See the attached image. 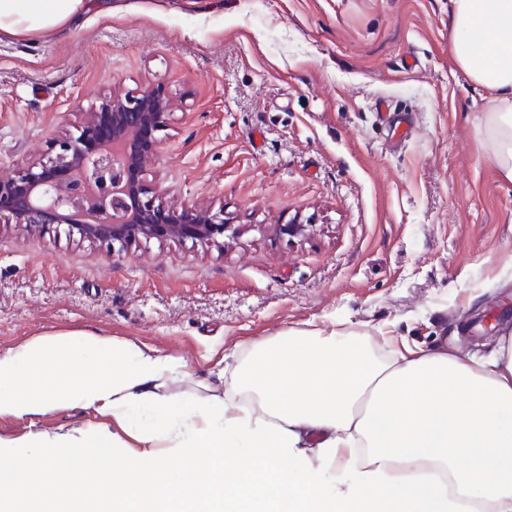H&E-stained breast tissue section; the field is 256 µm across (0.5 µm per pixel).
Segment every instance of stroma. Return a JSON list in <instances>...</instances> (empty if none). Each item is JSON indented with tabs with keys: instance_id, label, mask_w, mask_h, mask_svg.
I'll list each match as a JSON object with an SVG mask.
<instances>
[{
	"instance_id": "stroma-1",
	"label": "stroma",
	"mask_w": 512,
	"mask_h": 512,
	"mask_svg": "<svg viewBox=\"0 0 512 512\" xmlns=\"http://www.w3.org/2000/svg\"><path fill=\"white\" fill-rule=\"evenodd\" d=\"M448 0H112L49 35L0 37V171L25 167L111 94L176 103L146 180L223 209V247L107 249L64 225L0 226V353L83 332L183 362L162 393L206 396L218 361L288 329L484 355L512 333V184L472 133L487 90L456 68ZM412 129L404 140L378 103ZM314 231L288 239L294 216ZM71 407L0 417L25 441L111 427Z\"/></svg>"
}]
</instances>
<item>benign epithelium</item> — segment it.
Returning a JSON list of instances; mask_svg holds the SVG:
<instances>
[{"label":"benign epithelium","instance_id":"obj_1","mask_svg":"<svg viewBox=\"0 0 512 512\" xmlns=\"http://www.w3.org/2000/svg\"><path fill=\"white\" fill-rule=\"evenodd\" d=\"M173 101L159 86L121 88L79 113L78 134L58 133L50 157L24 171L0 176V224L25 229L66 224L83 237L124 247L140 239H191L222 246L240 228L222 212L200 203L164 208L148 198L144 180L157 161ZM291 238L306 237L313 224L277 225Z\"/></svg>","mask_w":512,"mask_h":512}]
</instances>
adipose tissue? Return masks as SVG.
<instances>
[{
	"mask_svg": "<svg viewBox=\"0 0 512 512\" xmlns=\"http://www.w3.org/2000/svg\"><path fill=\"white\" fill-rule=\"evenodd\" d=\"M92 0H0V33L61 26ZM455 66L489 98L483 160L512 183V0H449ZM75 342L0 354V416L68 404L157 414L136 446L101 429L0 440V512H512V334L486 357L374 355L338 330H291L218 369L223 394L170 414L177 361L126 344L81 375ZM63 456L83 477L54 473ZM179 461L172 470L170 461ZM53 481L52 495L43 485Z\"/></svg>",
	"mask_w": 512,
	"mask_h": 512,
	"instance_id": "adipose-tissue-1",
	"label": "adipose tissue"
}]
</instances>
